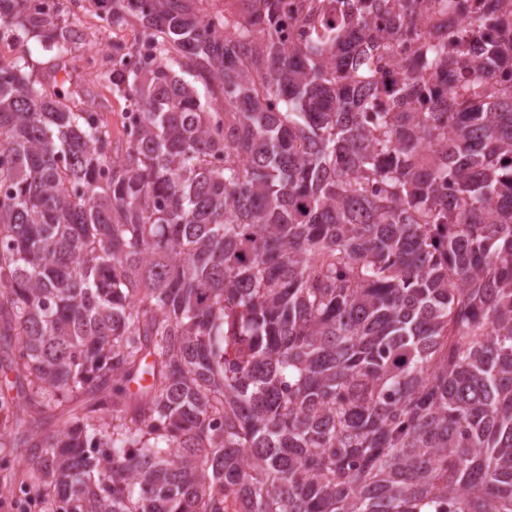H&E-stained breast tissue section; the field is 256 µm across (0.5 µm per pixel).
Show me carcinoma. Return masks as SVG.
<instances>
[{"instance_id":"cac0c4a2","label":"carcinoma","mask_w":512,"mask_h":512,"mask_svg":"<svg viewBox=\"0 0 512 512\" xmlns=\"http://www.w3.org/2000/svg\"><path fill=\"white\" fill-rule=\"evenodd\" d=\"M42 2L0 0V495L512 512V0H302L288 49L283 0H92L143 27L123 139Z\"/></svg>"}]
</instances>
